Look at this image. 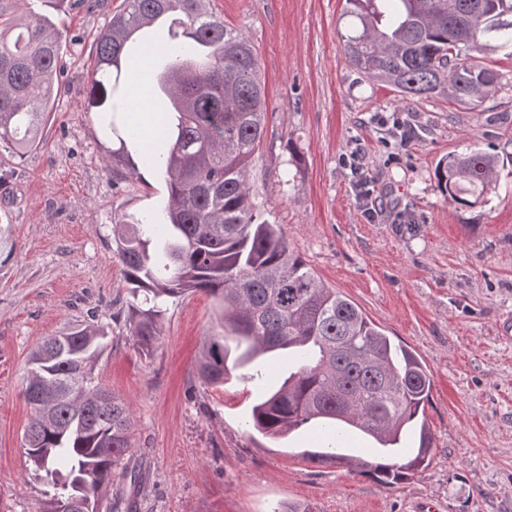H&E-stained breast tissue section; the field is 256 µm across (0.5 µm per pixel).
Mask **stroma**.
Listing matches in <instances>:
<instances>
[{"label": "stroma", "instance_id": "1", "mask_svg": "<svg viewBox=\"0 0 512 512\" xmlns=\"http://www.w3.org/2000/svg\"><path fill=\"white\" fill-rule=\"evenodd\" d=\"M123 0H66L62 90L38 148L0 147V512H39L26 462L23 379L36 346L104 326L97 383L129 400L130 458L145 479L132 512H512V170L465 211L435 189L437 161L478 146L512 153V93L485 111L433 96L402 102L342 51L346 0H211L256 47L269 112L251 177L264 220L329 287L425 361L434 437L428 467L391 487L345 465H315L312 423L272 440L244 422L283 368L201 381L194 362L218 311L201 292L165 302L157 343L129 335L133 298L112 252L121 213L161 209L164 174L113 170L112 139L88 112L94 36Z\"/></svg>", "mask_w": 512, "mask_h": 512}]
</instances>
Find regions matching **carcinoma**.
<instances>
[{"label":"carcinoma","instance_id":"obj_1","mask_svg":"<svg viewBox=\"0 0 512 512\" xmlns=\"http://www.w3.org/2000/svg\"><path fill=\"white\" fill-rule=\"evenodd\" d=\"M342 37L348 63L404 101L446 94L474 112L512 81L486 63L512 48V0H346ZM167 32L156 48L169 71L155 77L162 137L139 149L144 163L166 174L168 199L156 213L123 214L112 225L113 253L133 299L177 298L201 291L221 309L222 331L204 338L199 378L222 386L232 371L259 358L288 357V376L259 393L245 426L285 436L312 422L330 434L320 464L362 468L390 486L429 462L433 437L425 419L431 379L423 359L395 345L362 310L326 287L288 247L280 225L260 218L250 177L266 131L265 83L255 46L208 0H124L94 37L88 109L116 138L115 164L127 143L146 133L121 120L132 93V48L153 20ZM64 73L61 36L45 16L0 22V147L17 155L39 146ZM504 161L474 147L450 153L435 167V188L461 209L486 203ZM163 310L137 308L129 333L153 350ZM102 331L90 324L46 338L30 364L43 375L24 378L34 406L25 434L28 461L45 490L41 512H65L81 490L95 512L129 507L108 497L121 474L135 491L139 474L119 469L131 448L130 405L94 383ZM379 445L383 461L341 452V426Z\"/></svg>","mask_w":512,"mask_h":512}]
</instances>
